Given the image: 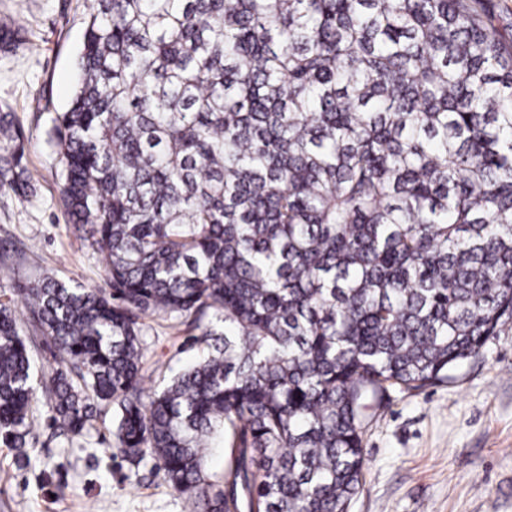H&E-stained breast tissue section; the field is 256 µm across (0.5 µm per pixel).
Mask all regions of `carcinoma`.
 <instances>
[{
    "instance_id": "1",
    "label": "carcinoma",
    "mask_w": 512,
    "mask_h": 512,
    "mask_svg": "<svg viewBox=\"0 0 512 512\" xmlns=\"http://www.w3.org/2000/svg\"><path fill=\"white\" fill-rule=\"evenodd\" d=\"M77 69L49 138L106 287L0 304V443L29 459L39 376L202 512H348L370 405L512 324V42L485 0H93ZM24 152L1 111L0 192H33ZM156 315L200 354L149 390Z\"/></svg>"
}]
</instances>
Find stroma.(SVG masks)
<instances>
[{"label":"stroma","mask_w":512,"mask_h":512,"mask_svg":"<svg viewBox=\"0 0 512 512\" xmlns=\"http://www.w3.org/2000/svg\"><path fill=\"white\" fill-rule=\"evenodd\" d=\"M91 0H0V20L27 35L0 51V107L15 113L33 196L0 193V301L15 281L43 273L85 288L105 284L107 261L79 238L62 200V165L48 131L65 111ZM145 370L179 368L194 355L178 320L143 321ZM30 459L0 444V512H198L152 463L131 467L112 451V418L60 434L45 401L34 406ZM365 481L349 512H512V326L448 382L393 393L369 410Z\"/></svg>","instance_id":"35a3bbf8"}]
</instances>
